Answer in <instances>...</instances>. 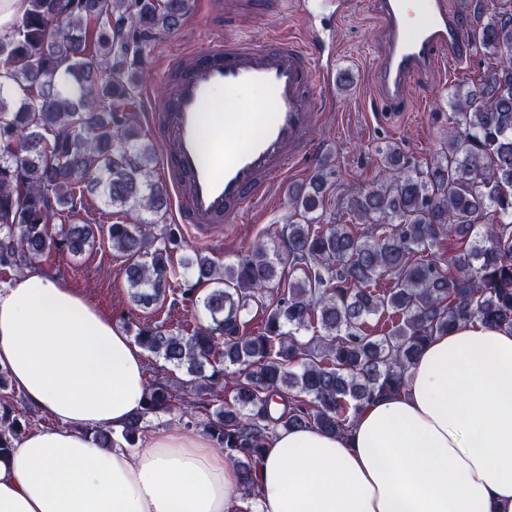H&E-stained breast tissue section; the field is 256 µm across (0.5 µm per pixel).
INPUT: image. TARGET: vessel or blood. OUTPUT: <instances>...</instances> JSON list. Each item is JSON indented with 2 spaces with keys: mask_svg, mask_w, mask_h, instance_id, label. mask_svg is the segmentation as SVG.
<instances>
[{
  "mask_svg": "<svg viewBox=\"0 0 512 512\" xmlns=\"http://www.w3.org/2000/svg\"><path fill=\"white\" fill-rule=\"evenodd\" d=\"M336 18L348 0H303L302 28L264 37L225 36L170 55L161 75L170 90L153 101L149 121L162 155L175 221L209 241L218 225L233 224L244 211L269 199L292 166L316 155L311 131L318 107L334 84L335 59L325 52L326 37L338 30L317 24L313 4ZM386 52L372 76L387 108L404 103L414 75L471 58L473 42L465 15L447 0H418L423 26H409L405 0H375ZM223 91V102L213 98ZM262 99L254 119L259 127L247 141L233 136L203 144L205 113L233 109L240 92Z\"/></svg>",
  "mask_w": 512,
  "mask_h": 512,
  "instance_id": "b4317fda",
  "label": "vessel or blood"
}]
</instances>
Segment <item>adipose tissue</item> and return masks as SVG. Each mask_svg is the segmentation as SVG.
<instances>
[{"label":"adipose tissue","mask_w":512,"mask_h":512,"mask_svg":"<svg viewBox=\"0 0 512 512\" xmlns=\"http://www.w3.org/2000/svg\"><path fill=\"white\" fill-rule=\"evenodd\" d=\"M0 367L57 427L0 458V512H238V473L201 432L100 447L145 402L141 348L40 268L0 289ZM257 512H512V332L479 321L432 337L402 389L344 433L275 428Z\"/></svg>","instance_id":"adipose-tissue-1"}]
</instances>
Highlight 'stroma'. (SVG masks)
<instances>
[{
  "mask_svg": "<svg viewBox=\"0 0 512 512\" xmlns=\"http://www.w3.org/2000/svg\"><path fill=\"white\" fill-rule=\"evenodd\" d=\"M208 2L194 0L192 12L177 31L154 35L143 45V66L148 78L135 91V109L130 118L146 140L156 138L146 117L150 105L168 92L160 75L165 57L200 44L213 33ZM350 2V13L341 33L345 51L338 65L336 98L321 107V118L313 134L320 158L328 159L335 171L319 211L324 224L342 219L348 199L377 181L386 148L399 149L416 167L425 168L440 149L454 89H475L496 62L488 50L474 46L467 62L414 76L407 100L399 109L385 113L380 109V90L369 79L370 70L386 50L373 10L374 0ZM312 172L308 166L289 175L287 185L277 187L265 206L250 211L237 223L223 225L212 243L197 241L189 228L177 226L184 248L202 251L230 264L256 241L275 245L289 213L288 184L304 182ZM125 265V257L113 250L108 235L101 234L83 254L55 253L43 267L65 287L84 295L119 328L152 318L180 328L205 321L202 308L186 307L179 301H166L153 311L131 305L124 281Z\"/></svg>",
  "mask_w": 512,
  "mask_h": 512,
  "instance_id": "obj_1",
  "label": "stroma"
}]
</instances>
